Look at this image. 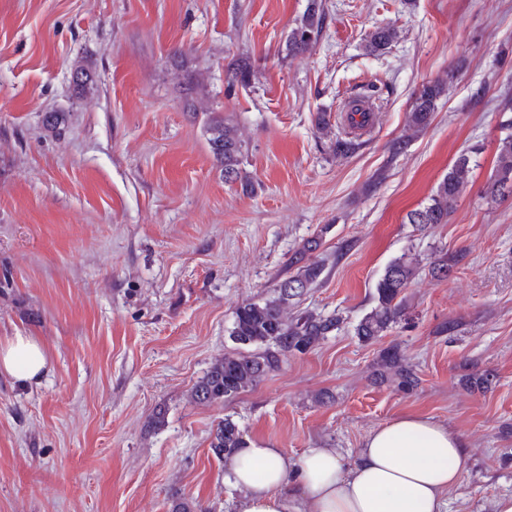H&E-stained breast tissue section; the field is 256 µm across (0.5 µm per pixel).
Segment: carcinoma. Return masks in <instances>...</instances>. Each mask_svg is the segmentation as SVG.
Wrapping results in <instances>:
<instances>
[{
    "instance_id": "obj_1",
    "label": "carcinoma",
    "mask_w": 512,
    "mask_h": 512,
    "mask_svg": "<svg viewBox=\"0 0 512 512\" xmlns=\"http://www.w3.org/2000/svg\"><path fill=\"white\" fill-rule=\"evenodd\" d=\"M324 7L322 0H309L298 25L288 35V52H303L314 44L322 31ZM400 40L399 30L390 25L376 27L368 34L370 53H383ZM446 82L434 81L418 91L407 117V127L417 134L425 130L433 119L437 101L445 92ZM206 131L213 155L224 166V177L234 180L239 176L243 141L234 126L219 117L207 121ZM470 157L463 154L448 174L438 183L430 203L408 215V221L421 228L448 223V214L456 207L472 178ZM512 136L499 140L495 153V173L485 191L487 199L512 193ZM291 265L297 271L276 285L273 297L241 304L235 313L230 339L241 350L226 353L217 359L198 381L192 391L194 401L201 404L222 402L256 386L268 373L279 367L281 357L292 352H304L318 345L343 322L342 317L301 311L286 315L288 305L301 299L319 282L324 272L321 261L305 260L300 253ZM422 269L417 256L402 254L391 261L375 285L376 305L356 326L363 339H375L393 325L408 321L407 305L400 295L415 281ZM379 364L387 369L403 391H412L420 378L407 362L404 351L393 345L382 351ZM243 434L238 424L225 417L211 435L210 448L218 458L240 447Z\"/></svg>"
}]
</instances>
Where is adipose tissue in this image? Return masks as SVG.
<instances>
[{"instance_id":"ef3b65f1","label":"adipose tissue","mask_w":512,"mask_h":512,"mask_svg":"<svg viewBox=\"0 0 512 512\" xmlns=\"http://www.w3.org/2000/svg\"><path fill=\"white\" fill-rule=\"evenodd\" d=\"M47 365L33 337L0 342V372L19 382L39 380ZM465 461L458 434L404 416L370 432L348 464L332 448L293 457L246 440L230 455L224 481L243 493L235 512H447Z\"/></svg>"}]
</instances>
